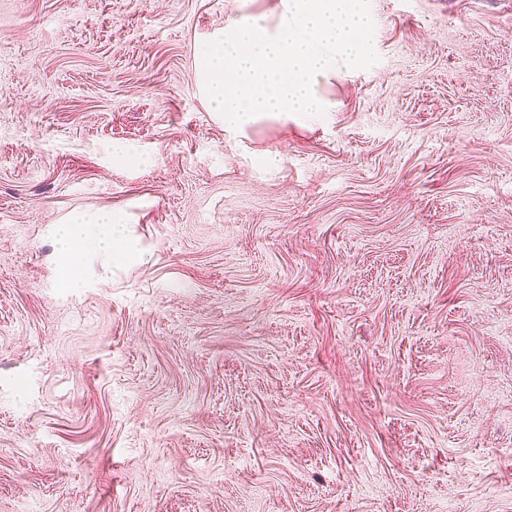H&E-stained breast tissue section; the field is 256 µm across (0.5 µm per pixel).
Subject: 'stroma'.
I'll list each match as a JSON object with an SVG mask.
<instances>
[{"label":"stroma","mask_w":512,"mask_h":512,"mask_svg":"<svg viewBox=\"0 0 512 512\" xmlns=\"http://www.w3.org/2000/svg\"><path fill=\"white\" fill-rule=\"evenodd\" d=\"M369 2L237 146L196 50L277 0H0V512H512V0ZM87 207L151 256L69 288Z\"/></svg>","instance_id":"1"}]
</instances>
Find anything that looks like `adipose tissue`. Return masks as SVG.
<instances>
[{
  "instance_id": "ef3b65f1",
  "label": "adipose tissue",
  "mask_w": 512,
  "mask_h": 512,
  "mask_svg": "<svg viewBox=\"0 0 512 512\" xmlns=\"http://www.w3.org/2000/svg\"><path fill=\"white\" fill-rule=\"evenodd\" d=\"M124 210L86 209L55 225L54 235L67 269L80 272L88 255L106 257L115 268L144 258V251L129 230Z\"/></svg>"
}]
</instances>
